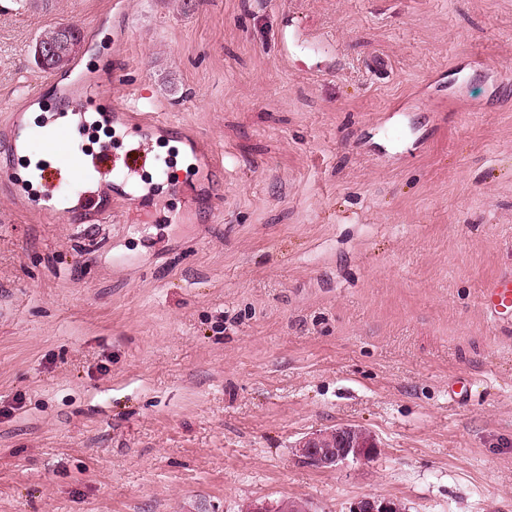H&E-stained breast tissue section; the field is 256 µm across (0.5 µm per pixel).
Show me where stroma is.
<instances>
[{"label":"stroma","instance_id":"35a3bbf8","mask_svg":"<svg viewBox=\"0 0 512 512\" xmlns=\"http://www.w3.org/2000/svg\"><path fill=\"white\" fill-rule=\"evenodd\" d=\"M83 74L179 171L100 219L0 184V512H512V0H0V130ZM340 425L374 456L297 458ZM83 37L81 33L73 28H67V36L65 37V46L60 48L59 52L53 54L49 58L37 62L45 70H64L69 68L74 58L78 55L82 48ZM482 305L494 320L512 322V274L498 277L483 289ZM400 501L361 497L352 503L349 512H404Z\"/></svg>","mask_w":512,"mask_h":512}]
</instances>
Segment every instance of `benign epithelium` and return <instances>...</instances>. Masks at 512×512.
I'll use <instances>...</instances> for the list:
<instances>
[{
    "label": "benign epithelium",
    "instance_id": "benign-epithelium-1",
    "mask_svg": "<svg viewBox=\"0 0 512 512\" xmlns=\"http://www.w3.org/2000/svg\"><path fill=\"white\" fill-rule=\"evenodd\" d=\"M376 448L366 430L340 426L304 438L296 446V455L318 469H332L343 461L370 458ZM349 512H404V508L397 500L361 497L352 503Z\"/></svg>",
    "mask_w": 512,
    "mask_h": 512
}]
</instances>
